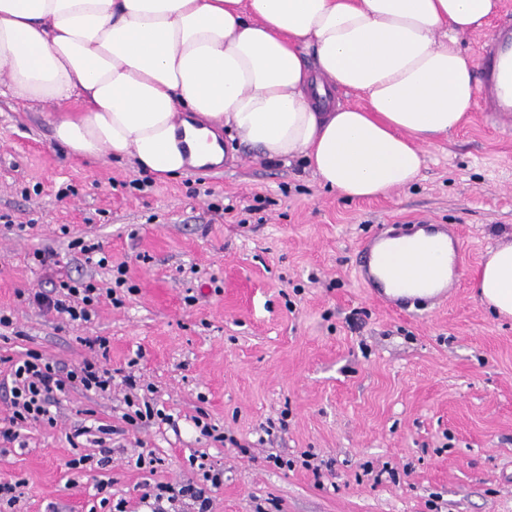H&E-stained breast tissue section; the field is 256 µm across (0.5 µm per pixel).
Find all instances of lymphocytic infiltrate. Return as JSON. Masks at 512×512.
Masks as SVG:
<instances>
[{
    "instance_id": "1",
    "label": "lymphocytic infiltrate",
    "mask_w": 512,
    "mask_h": 512,
    "mask_svg": "<svg viewBox=\"0 0 512 512\" xmlns=\"http://www.w3.org/2000/svg\"><path fill=\"white\" fill-rule=\"evenodd\" d=\"M101 299L97 285L90 280L60 276L51 281L49 290L28 295L29 303L46 312L55 313L69 323L90 321ZM89 357L73 365H61L36 351L27 352L25 358L14 365L10 406L12 413L6 427H0V441L17 440L21 429L30 425H53V409L61 395L79 389L93 394L111 391L113 383L125 388L126 407L124 422L138 428L162 418V410L153 406L149 394L151 385L141 384L130 372L114 376L102 361L108 352L104 337L86 339ZM224 483V470L213 464L197 463L196 474L186 483L172 486L159 483L147 488L141 500L149 512H181L182 504H190L193 512H211L214 489Z\"/></svg>"
}]
</instances>
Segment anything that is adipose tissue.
<instances>
[{"label":"adipose tissue","instance_id":"obj_1","mask_svg":"<svg viewBox=\"0 0 512 512\" xmlns=\"http://www.w3.org/2000/svg\"><path fill=\"white\" fill-rule=\"evenodd\" d=\"M497 0H0V96L50 101L55 140L164 176L219 163L214 126L270 161L307 159L325 188L367 199L414 183L424 149L462 124ZM355 92L364 106L336 102ZM449 238L417 232L373 250L387 292L450 282ZM476 286L512 317V242L490 247Z\"/></svg>","mask_w":512,"mask_h":512}]
</instances>
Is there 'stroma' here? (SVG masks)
Returning <instances> with one entry per match:
<instances>
[{"mask_svg": "<svg viewBox=\"0 0 512 512\" xmlns=\"http://www.w3.org/2000/svg\"><path fill=\"white\" fill-rule=\"evenodd\" d=\"M58 108L0 97V423L10 414V361L34 350L70 365L86 337L108 339V367L132 368L172 417L124 431L122 386L70 391L56 427L0 444V483L21 482L0 512H103L101 497L140 512L145 484L184 482L190 458L224 468L212 512H512V321L477 298L487 247L512 240V122L475 103L464 125L428 147L419 179L348 201L323 189L304 159L269 162L221 132L225 159L166 178L132 159L72 156L53 138ZM386 224H453L462 258L446 296L413 314L389 309L356 276L361 243ZM103 243L126 264L122 305L102 298L69 324L23 301L67 273L112 285L75 239ZM55 262L32 261L35 249ZM205 411L249 454L200 435ZM285 419L271 443L255 440ZM90 427L78 445L68 437ZM116 428L106 468L98 455ZM160 463L139 467L140 449ZM328 463L323 487L303 452ZM293 460L268 466V454ZM388 477H380V470ZM106 483L98 493V483Z\"/></svg>", "mask_w": 512, "mask_h": 512, "instance_id": "stroma-1", "label": "stroma"}]
</instances>
